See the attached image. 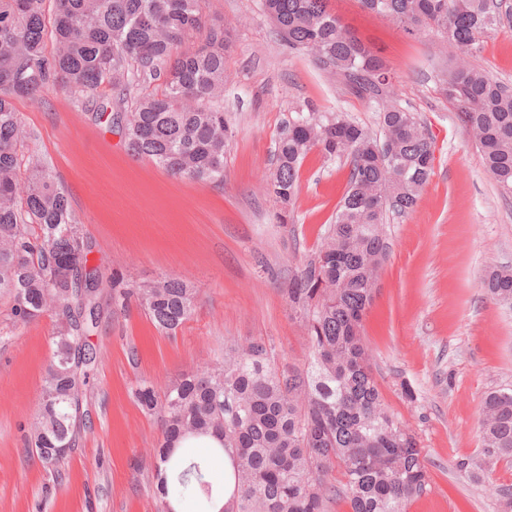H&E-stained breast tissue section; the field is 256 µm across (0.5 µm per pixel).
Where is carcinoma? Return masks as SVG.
<instances>
[{
  "label": "carcinoma",
  "mask_w": 512,
  "mask_h": 512,
  "mask_svg": "<svg viewBox=\"0 0 512 512\" xmlns=\"http://www.w3.org/2000/svg\"><path fill=\"white\" fill-rule=\"evenodd\" d=\"M0 0V296L8 319L27 324L54 310L59 330L37 399L28 447L41 461L76 444L83 396L99 360L89 343L102 289L133 298L168 335L191 317L197 290L181 277L129 285L88 265L92 245L69 197L33 151L16 101L59 90L89 119L121 136L131 154L174 177L224 185V54L233 29L208 23L203 0ZM409 33L439 35L458 52L441 82L461 112L486 171L512 196V86L472 63L484 40L512 15L503 0H357ZM280 37L308 51L378 112L383 139L339 112H298L276 142L268 188L285 209L300 188L307 153L351 164L319 250L288 285V303L308 334L302 367L279 369L262 341L224 346V356L171 383L163 395L143 381L132 395L162 417L155 449L161 501L186 497L213 512L224 489L203 460L184 459L181 442L212 436L232 464L234 490L219 512H324L342 498L350 512H405L428 485L427 460L408 423L387 409L360 334L389 242L387 215L417 205L434 168V142L418 115L393 100L391 71L330 6V0H264ZM51 38L55 51L45 53ZM161 92L133 95L141 83ZM115 98H96L103 85ZM486 297L512 307V270H488ZM480 462L460 471L490 473L512 463V389L485 396ZM339 470L343 483L330 481Z\"/></svg>",
  "instance_id": "cac0c4a2"
}]
</instances>
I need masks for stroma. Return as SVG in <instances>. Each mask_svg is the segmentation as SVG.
<instances>
[{
	"mask_svg": "<svg viewBox=\"0 0 512 512\" xmlns=\"http://www.w3.org/2000/svg\"><path fill=\"white\" fill-rule=\"evenodd\" d=\"M346 24L385 58L393 94L416 112L435 142L434 170L416 208L387 219L390 250L362 335L392 413L409 423L428 460L426 491L406 512H503L490 484L512 485V465L491 481L456 469L482 448L485 395L512 389V310L489 301L480 282L512 268V198L501 197L463 122L440 90L448 48L433 34L405 35L388 19L337 0ZM204 13L235 28L224 59V185L175 178L131 156L119 135L89 123L64 95L46 92L16 107L52 167L92 243L90 265L128 283L183 276L198 290L195 311L176 335L157 331L136 303L101 294L90 343L102 361L84 397V425L53 480L25 435L58 331L53 312L27 325L5 318L0 296V512H158L153 450L158 415L132 395L157 391L256 339L277 367L309 358L306 332L288 305L301 261L320 247L349 176L346 162L311 150L286 220L268 191L276 141L301 105L342 112L379 132V117L307 52L288 48L263 0H204ZM474 63L512 85V27L486 38Z\"/></svg>",
	"mask_w": 512,
	"mask_h": 512,
	"instance_id": "stroma-1",
	"label": "stroma"
}]
</instances>
